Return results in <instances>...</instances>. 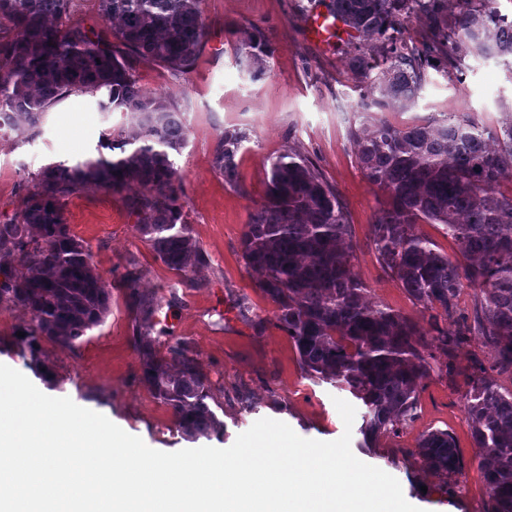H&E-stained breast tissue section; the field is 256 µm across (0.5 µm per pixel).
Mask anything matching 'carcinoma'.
Listing matches in <instances>:
<instances>
[{"label":"carcinoma","mask_w":512,"mask_h":512,"mask_svg":"<svg viewBox=\"0 0 512 512\" xmlns=\"http://www.w3.org/2000/svg\"><path fill=\"white\" fill-rule=\"evenodd\" d=\"M110 37L66 22L73 0H0V131L26 143L47 112L71 95L117 113L95 152L57 161L31 176L21 212L0 222V308L21 307L29 319L16 338L29 368L56 381L45 345L75 347L110 310V292L95 272L84 240L71 232L63 205L88 184L121 194L155 257L186 280L209 264L180 203L175 155L187 139L183 112L146 91L130 66L149 57L179 75L196 65L205 36L202 0H98ZM496 0H330V13L356 35L344 42L349 79L361 111L350 140L364 176L385 197L372 224L374 255L412 302L429 314L424 327L367 298L353 264L348 215L336 190L301 150L271 164L266 199L241 239L256 288L277 307L276 324L296 349L302 369L341 384L365 407L363 445L396 431L417 406L421 381L455 374L453 353L470 339L491 350L496 368L512 372V111L491 128L470 112H450L405 128L386 110L415 105L430 68L459 79L470 58L512 59V17ZM446 15L417 39L405 26ZM488 35V44L474 33ZM271 50L253 34L240 52L251 76L264 72ZM245 139L237 129L217 136L213 169L230 184ZM420 224H439L455 255L436 250ZM135 314L133 347L145 387L167 406L191 440L224 436L211 407V383L182 342L161 351L151 338L161 298L128 277ZM465 288L469 312L459 311ZM445 359L438 358V355ZM465 408L486 488L484 512H512V389L486 380L480 361L467 378ZM418 458L443 480L464 461L446 431L425 434Z\"/></svg>","instance_id":"cac0c4a2"}]
</instances>
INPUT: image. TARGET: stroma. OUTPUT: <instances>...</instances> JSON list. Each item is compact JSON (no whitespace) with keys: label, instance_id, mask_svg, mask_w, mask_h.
<instances>
[{"label":"stroma","instance_id":"obj_1","mask_svg":"<svg viewBox=\"0 0 512 512\" xmlns=\"http://www.w3.org/2000/svg\"><path fill=\"white\" fill-rule=\"evenodd\" d=\"M330 0H203L206 37L194 70L173 75L147 58L134 59L133 73L147 90L179 105L188 126L187 141L176 155L182 183L181 204L187 221L211 258L194 275L189 288L157 260L136 232V218L123 197L94 185L68 198L64 215L72 232L91 251L92 263L110 290V312L88 331L78 348L49 346L48 359L60 380L36 387L52 397L107 416L149 447L175 452L190 448L172 413L142 384L132 343L133 315L127 276L138 288L163 301L153 330L160 344L185 342L212 384L224 422L223 439L212 447H229L258 419L287 423L299 436L333 441L344 432L335 399L348 391L308 376L297 353L274 317L275 306L255 288L256 275L241 259V236L249 215L263 203L272 161L291 148H302L326 176L344 203L355 246V270L372 300L384 303L416 322L424 315L401 285L376 262L371 226L381 194L360 170L349 140L359 91L343 75L336 46L317 47L305 35L304 20L326 11ZM261 33L272 50L267 73L252 80L240 65L237 49L251 33ZM512 105V73L503 65L470 60L461 81L432 69L416 104L389 112L398 127L448 112H473L495 124ZM108 122L85 96L70 97L50 110L39 136L21 144L0 138V221L17 215L32 188L31 176L55 161H76L94 151ZM237 128L247 138L237 154V181L227 183L211 166V154L222 129ZM136 257L135 270L127 260ZM248 302L264 320L255 330L244 319L237 300ZM23 309H0V363L21 373L29 367L13 336L25 319ZM481 359L486 378L512 388V375L494 369V355L478 340L453 355L457 374L430 375L421 382L412 420L376 448L357 451L361 461L391 474L406 500L422 512H483V474L475 457L465 409L464 373ZM451 433L466 463L455 487L403 456L417 448L429 431Z\"/></svg>","mask_w":512,"mask_h":512}]
</instances>
